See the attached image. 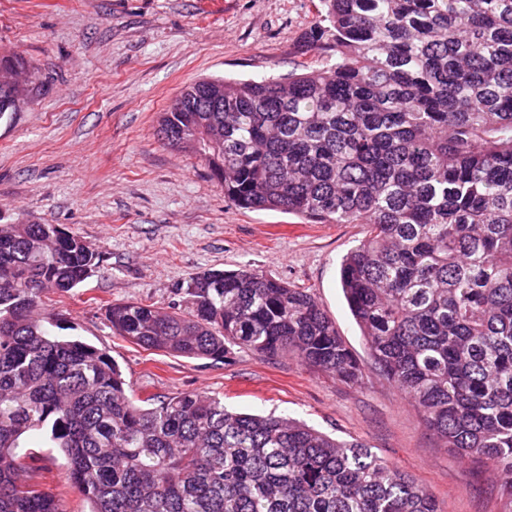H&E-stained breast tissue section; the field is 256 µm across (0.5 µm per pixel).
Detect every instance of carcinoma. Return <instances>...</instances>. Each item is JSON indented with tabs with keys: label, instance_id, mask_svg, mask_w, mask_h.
I'll return each mask as SVG.
<instances>
[{
	"label": "carcinoma",
	"instance_id": "1",
	"mask_svg": "<svg viewBox=\"0 0 512 512\" xmlns=\"http://www.w3.org/2000/svg\"><path fill=\"white\" fill-rule=\"evenodd\" d=\"M303 48L327 68L206 78L158 118L251 211L364 224L339 281L374 368L512 504V0H319ZM24 68L0 54V118ZM101 253L58 224H0V512H67L24 474L58 448L88 512H439L366 444L196 392L135 399L103 349L54 332ZM166 310L114 303L132 342L221 361L286 354L359 385L365 366L315 295L250 268L207 270Z\"/></svg>",
	"mask_w": 512,
	"mask_h": 512
}]
</instances>
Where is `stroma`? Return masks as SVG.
Returning <instances> with one entry per match:
<instances>
[{"label":"stroma","mask_w":512,"mask_h":512,"mask_svg":"<svg viewBox=\"0 0 512 512\" xmlns=\"http://www.w3.org/2000/svg\"><path fill=\"white\" fill-rule=\"evenodd\" d=\"M318 0H0V49L21 58L27 94L0 120V224H57L106 260L82 288L49 294L43 308L120 365L134 395L199 392L238 412L295 418L358 440L425 486L440 512H512L498 480L444 447L393 383L368 370L351 385L289 357L234 349L190 359L115 335L119 302L168 306L195 274L247 267L315 294L362 362L370 357L339 285L342 257L361 224H307L279 211L237 208L193 155L164 146L157 118L204 77L258 80L332 64L305 52ZM29 472L85 504L56 448Z\"/></svg>","instance_id":"35a3bbf8"}]
</instances>
